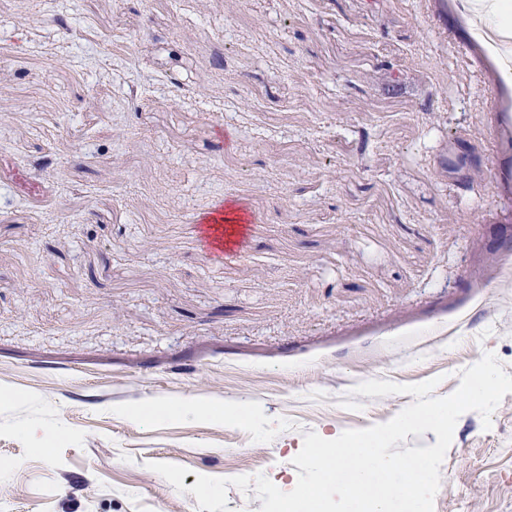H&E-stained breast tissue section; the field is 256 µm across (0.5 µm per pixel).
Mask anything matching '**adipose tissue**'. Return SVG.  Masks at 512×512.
Listing matches in <instances>:
<instances>
[{"mask_svg": "<svg viewBox=\"0 0 512 512\" xmlns=\"http://www.w3.org/2000/svg\"><path fill=\"white\" fill-rule=\"evenodd\" d=\"M471 36L494 59L502 79L512 84V0H457Z\"/></svg>", "mask_w": 512, "mask_h": 512, "instance_id": "obj_1", "label": "adipose tissue"}]
</instances>
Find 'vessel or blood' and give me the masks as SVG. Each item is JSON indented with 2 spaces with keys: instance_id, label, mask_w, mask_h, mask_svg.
<instances>
[{
  "instance_id": "vessel-or-blood-1",
  "label": "vessel or blood",
  "mask_w": 512,
  "mask_h": 512,
  "mask_svg": "<svg viewBox=\"0 0 512 512\" xmlns=\"http://www.w3.org/2000/svg\"><path fill=\"white\" fill-rule=\"evenodd\" d=\"M246 206L242 201L217 197L211 207L190 215L202 246L211 254L223 255L225 248L241 253L249 245L245 227Z\"/></svg>"
}]
</instances>
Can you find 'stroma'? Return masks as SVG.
<instances>
[{
  "label": "stroma",
  "instance_id": "stroma-1",
  "mask_svg": "<svg viewBox=\"0 0 512 512\" xmlns=\"http://www.w3.org/2000/svg\"><path fill=\"white\" fill-rule=\"evenodd\" d=\"M220 193L256 221L217 262ZM487 352L512 375V86L455 0H0V512L288 492L305 433L414 401L357 384ZM440 472L434 512H512V393ZM246 210L242 201L224 198L221 194L209 209L191 214L187 222L196 224L199 241L211 254L224 256V248L228 247L243 253L249 245L244 225ZM196 412L201 414H210L211 410L202 405L193 406H173L168 404L159 403L152 408L144 411H133L132 416L142 418L143 416L162 415L164 417L176 416L184 413Z\"/></svg>",
  "mask_w": 512,
  "mask_h": 512
}]
</instances>
